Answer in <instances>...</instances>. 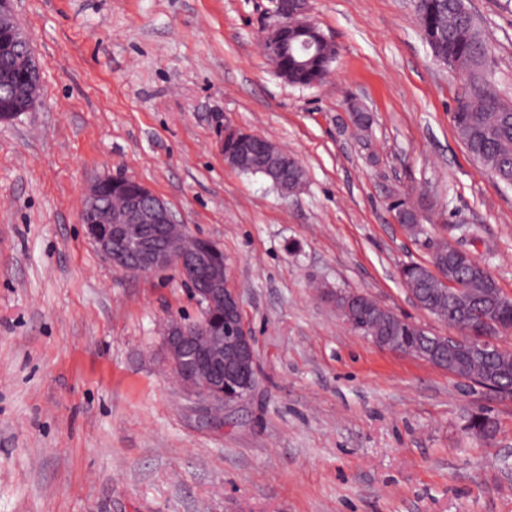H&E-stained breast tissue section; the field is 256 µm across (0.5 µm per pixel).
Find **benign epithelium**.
Segmentation results:
<instances>
[{"mask_svg": "<svg viewBox=\"0 0 512 512\" xmlns=\"http://www.w3.org/2000/svg\"><path fill=\"white\" fill-rule=\"evenodd\" d=\"M271 21L266 24L261 48L269 61L288 52V31L304 32L317 28L309 12L308 0H271ZM14 17L11 0H0V53L5 54L18 45L30 46L31 37L25 31L11 32ZM32 79L21 87L10 89L0 103V122L7 123L24 112L34 110L32 98L40 83L36 61H31ZM264 167L275 159L282 148L262 139L252 145ZM120 177L102 174L87 186L80 221L86 224H105L107 231L92 238L96 249L121 273L150 274L171 264H177L186 283L194 287L200 307L213 305L224 308V332L216 333L203 317L194 323L174 321L164 336L169 369L188 391L206 401L214 409L233 406L249 398L257 387V355L253 336L242 318V304L237 291L230 287L227 268L211 263L210 246H189L197 239L183 231V239L172 236L178 219L161 197L148 186L138 184L126 202L112 208L101 203L99 189ZM485 333L478 335V347L496 346L486 334L497 329L505 331L511 325H495L491 315L481 317Z\"/></svg>", "mask_w": 512, "mask_h": 512, "instance_id": "1", "label": "benign epithelium"}]
</instances>
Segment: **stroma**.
<instances>
[{
    "label": "stroma",
    "instance_id": "obj_1",
    "mask_svg": "<svg viewBox=\"0 0 512 512\" xmlns=\"http://www.w3.org/2000/svg\"><path fill=\"white\" fill-rule=\"evenodd\" d=\"M40 69L0 123V512H512V395L352 329L354 291L448 336L401 282L428 237L512 297V187L451 120L463 77L431 55L413 0H309L336 47L327 83L278 78L270 0H13ZM512 100V6L467 0ZM371 115L361 131L351 108ZM281 145L294 194L228 167L218 125ZM145 183L223 251L258 387L214 411L167 367L162 329L200 307L176 269L115 271L80 222L96 175ZM485 411L494 436L472 434ZM32 69L30 71V80L22 87L11 88L5 84L0 85V93L9 94L0 104V122L7 123L18 117L23 112H31L35 109L32 105V98L36 87L40 83V71L36 61L31 60ZM33 76L36 78L34 79ZM279 178L288 188L295 190L306 180V171L291 154H282L278 158Z\"/></svg>",
    "mask_w": 512,
    "mask_h": 512
}]
</instances>
